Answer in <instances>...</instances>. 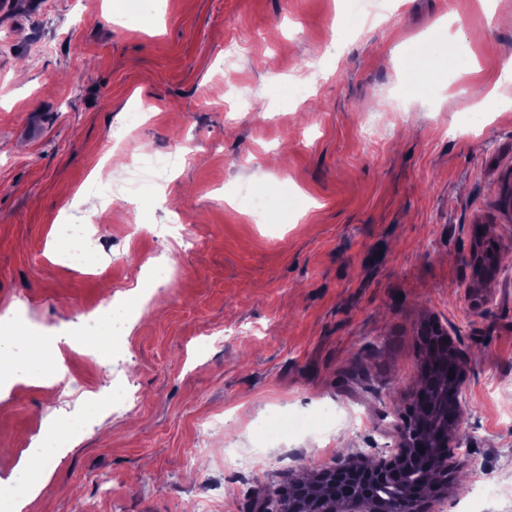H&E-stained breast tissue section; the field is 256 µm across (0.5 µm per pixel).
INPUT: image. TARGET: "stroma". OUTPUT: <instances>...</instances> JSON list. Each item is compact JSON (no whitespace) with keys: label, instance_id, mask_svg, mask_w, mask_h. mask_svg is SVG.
Masks as SVG:
<instances>
[{"label":"stroma","instance_id":"obj_1","mask_svg":"<svg viewBox=\"0 0 512 512\" xmlns=\"http://www.w3.org/2000/svg\"><path fill=\"white\" fill-rule=\"evenodd\" d=\"M11 0L0 17V308L14 313L0 387V491L15 512H255L262 493L349 452L391 456L421 378L419 331L461 352V480L428 512H512V262L478 281L473 230L512 249V0ZM239 46L226 65L224 45ZM428 65L427 75L415 68ZM41 137L26 134L34 119ZM186 160L133 202L115 131ZM259 189V210L235 187ZM107 224L65 260V228ZM145 226L137 235L131 225ZM196 235L182 275L153 267ZM145 306L112 337L108 299ZM61 349L78 397L39 385L30 336ZM130 394L110 413L112 373ZM57 437L46 438L47 425ZM39 483L19 488L32 445ZM263 456L229 471L224 452Z\"/></svg>","mask_w":512,"mask_h":512}]
</instances>
